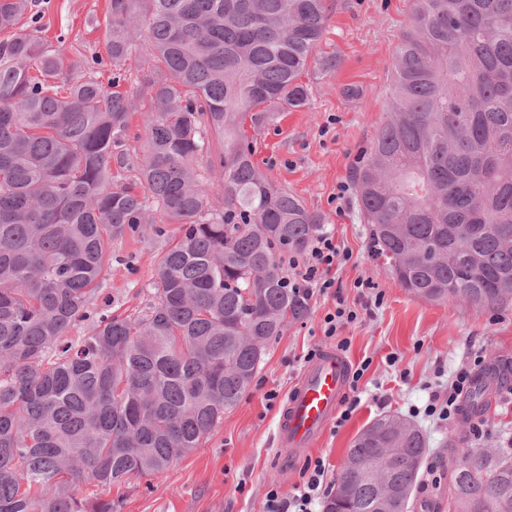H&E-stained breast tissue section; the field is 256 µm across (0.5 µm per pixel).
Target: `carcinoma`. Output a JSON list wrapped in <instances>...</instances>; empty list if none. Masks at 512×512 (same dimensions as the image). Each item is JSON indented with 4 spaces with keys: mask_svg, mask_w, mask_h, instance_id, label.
<instances>
[{
    "mask_svg": "<svg viewBox=\"0 0 512 512\" xmlns=\"http://www.w3.org/2000/svg\"><path fill=\"white\" fill-rule=\"evenodd\" d=\"M0 0V512H114L78 499L164 474L237 405L269 340L308 312L284 286L321 217L253 160L244 123L307 105L327 0H110L111 85L139 38L134 96L103 86ZM144 112L138 188L112 179ZM221 140L213 157L207 134ZM219 174L224 207L201 186ZM373 256L431 301L512 302V0H416L389 118L353 175ZM178 224L150 304L97 313L112 238ZM84 336L69 338L77 324ZM395 414L353 440L323 512H407L428 454ZM453 512H512V452L448 442Z\"/></svg>",
    "mask_w": 512,
    "mask_h": 512,
    "instance_id": "cac0c4a2",
    "label": "carcinoma"
}]
</instances>
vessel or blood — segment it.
<instances>
[{"instance_id": "vessel-or-blood-1", "label": "vessel or blood", "mask_w": 512, "mask_h": 512, "mask_svg": "<svg viewBox=\"0 0 512 512\" xmlns=\"http://www.w3.org/2000/svg\"><path fill=\"white\" fill-rule=\"evenodd\" d=\"M349 376L347 360L333 350L322 351L307 363L278 418L282 457L291 460L303 456L318 443L336 417Z\"/></svg>"}]
</instances>
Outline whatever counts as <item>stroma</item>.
<instances>
[{
  "mask_svg": "<svg viewBox=\"0 0 512 512\" xmlns=\"http://www.w3.org/2000/svg\"><path fill=\"white\" fill-rule=\"evenodd\" d=\"M416 0H328L330 18L319 59L302 76L308 89L305 107L274 113L260 128L245 125L259 168L319 214L325 231L350 254L336 272V292L314 294L309 312L273 338L249 389L238 405L199 448L178 459L156 478L104 491L84 480L73 486L76 497L109 498L117 512H264L269 486L292 495L302 480L305 461L280 460L275 425L281 399L301 374L312 350H332L324 335V315L337 299L360 307L357 321L343 330V350L350 366L365 365L358 383V403L348 421L330 425L312 452L322 458L328 483L353 438L376 417L397 414L419 425L431 452L409 512H448L449 438L470 435V422L439 423L424 416L431 392H447L457 371L474 365L476 356H494L512 366V303L477 308L467 304L423 300L397 286L368 247L355 192L340 187L367 159L372 138L388 115V88L394 56L409 25ZM109 0H31L20 26L39 35L66 58H107ZM336 59L324 67L321 56ZM355 87L356 96L346 88ZM145 137L141 113H132L124 158L113 160L115 180H135ZM179 234L175 224L162 232L141 226L112 242L110 271L94 307L118 316L140 310L157 279L156 257ZM367 289H360V282ZM399 358L388 366V355ZM501 400L482 419V448H512V376L504 380ZM277 400H267L269 391Z\"/></svg>",
  "mask_w": 512,
  "mask_h": 512,
  "instance_id": "35a3bbf8",
  "label": "stroma"
}]
</instances>
